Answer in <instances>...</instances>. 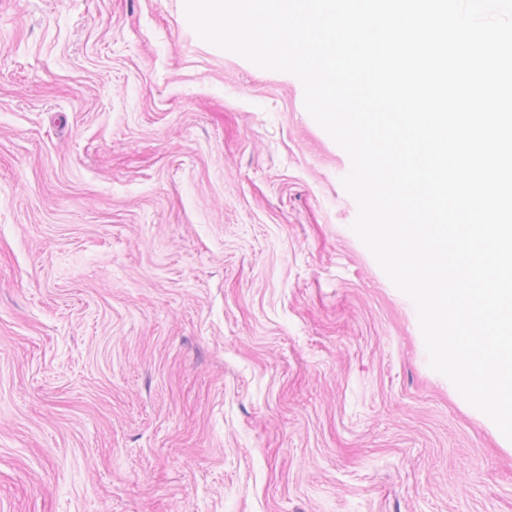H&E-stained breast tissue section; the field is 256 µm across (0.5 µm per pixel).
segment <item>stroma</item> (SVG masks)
<instances>
[{
    "mask_svg": "<svg viewBox=\"0 0 512 512\" xmlns=\"http://www.w3.org/2000/svg\"><path fill=\"white\" fill-rule=\"evenodd\" d=\"M349 170L183 0H0V512H512Z\"/></svg>",
    "mask_w": 512,
    "mask_h": 512,
    "instance_id": "obj_1",
    "label": "stroma"
}]
</instances>
